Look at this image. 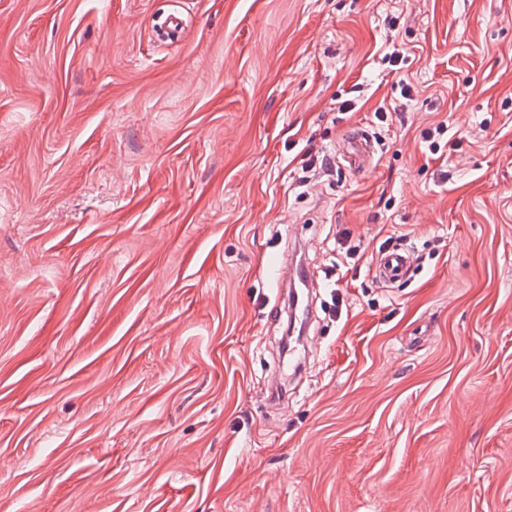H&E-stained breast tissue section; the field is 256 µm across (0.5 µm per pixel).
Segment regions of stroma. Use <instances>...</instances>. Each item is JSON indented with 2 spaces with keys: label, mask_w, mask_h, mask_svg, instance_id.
<instances>
[{
  "label": "stroma",
  "mask_w": 512,
  "mask_h": 512,
  "mask_svg": "<svg viewBox=\"0 0 512 512\" xmlns=\"http://www.w3.org/2000/svg\"><path fill=\"white\" fill-rule=\"evenodd\" d=\"M0 512H512V0H0ZM338 154L349 164L355 173H363L374 153V141L371 134L357 128L346 134L338 143ZM412 267L410 254L393 252L381 256L377 261V273L380 279L386 282L395 283L403 279Z\"/></svg>",
  "instance_id": "35a3bbf8"
}]
</instances>
